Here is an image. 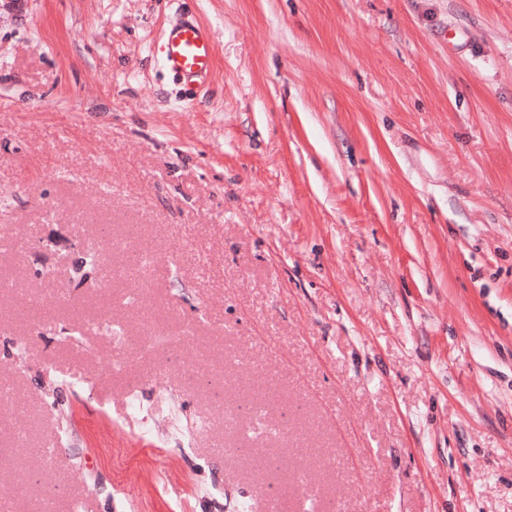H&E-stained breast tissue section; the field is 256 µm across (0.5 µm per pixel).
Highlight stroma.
<instances>
[{"instance_id":"stroma-1","label":"stroma","mask_w":512,"mask_h":512,"mask_svg":"<svg viewBox=\"0 0 512 512\" xmlns=\"http://www.w3.org/2000/svg\"><path fill=\"white\" fill-rule=\"evenodd\" d=\"M0 280L12 512H512V0H0ZM216 51L207 30L194 18H184L165 34L163 65L177 79L202 85L214 67Z\"/></svg>"}]
</instances>
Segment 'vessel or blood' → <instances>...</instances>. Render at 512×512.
Segmentation results:
<instances>
[{
    "label": "vessel or blood",
    "instance_id": "vessel-or-blood-1",
    "mask_svg": "<svg viewBox=\"0 0 512 512\" xmlns=\"http://www.w3.org/2000/svg\"><path fill=\"white\" fill-rule=\"evenodd\" d=\"M216 46L196 20L185 18L168 29L164 38L163 65L179 80L205 84L215 63Z\"/></svg>",
    "mask_w": 512,
    "mask_h": 512
}]
</instances>
